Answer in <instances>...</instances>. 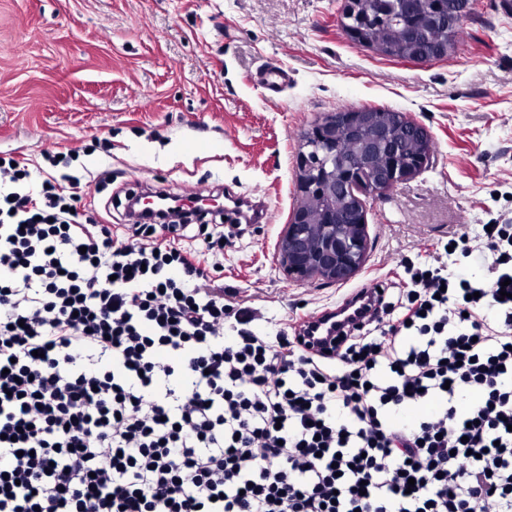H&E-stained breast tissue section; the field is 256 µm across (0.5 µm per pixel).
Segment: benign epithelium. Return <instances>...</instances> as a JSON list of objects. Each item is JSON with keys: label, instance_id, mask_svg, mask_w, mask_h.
<instances>
[{"label": "benign epithelium", "instance_id": "7a95c632", "mask_svg": "<svg viewBox=\"0 0 512 512\" xmlns=\"http://www.w3.org/2000/svg\"><path fill=\"white\" fill-rule=\"evenodd\" d=\"M472 0H394L391 18L412 31L424 50L421 62L455 46L454 32ZM342 25L358 41L386 26L385 17L358 5L344 11ZM433 143L425 128L402 112L376 124L363 109L328 112L304 134L297 155L299 199L276 243L288 281L343 284L366 264L372 248L364 198L383 196L428 165Z\"/></svg>", "mask_w": 512, "mask_h": 512}]
</instances>
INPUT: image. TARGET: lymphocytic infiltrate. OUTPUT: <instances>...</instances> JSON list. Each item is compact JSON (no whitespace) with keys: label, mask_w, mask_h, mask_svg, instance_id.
Listing matches in <instances>:
<instances>
[{"label":"lymphocytic infiltrate","mask_w":512,"mask_h":512,"mask_svg":"<svg viewBox=\"0 0 512 512\" xmlns=\"http://www.w3.org/2000/svg\"><path fill=\"white\" fill-rule=\"evenodd\" d=\"M78 185L0 169V512H512V224L458 233L491 282L434 253L319 350Z\"/></svg>","instance_id":"f902f5d3"}]
</instances>
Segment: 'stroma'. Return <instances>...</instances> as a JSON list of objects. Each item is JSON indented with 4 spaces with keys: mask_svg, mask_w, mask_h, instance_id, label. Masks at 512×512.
I'll list each match as a JSON object with an SVG mask.
<instances>
[{
    "mask_svg": "<svg viewBox=\"0 0 512 512\" xmlns=\"http://www.w3.org/2000/svg\"><path fill=\"white\" fill-rule=\"evenodd\" d=\"M344 0H0V157L43 175L62 153L86 189L83 222L123 231L145 188L262 202L202 250L261 334L402 280L462 226L512 224V0H474L454 50L388 59L347 36ZM277 66L287 81L262 80ZM406 113L429 133L428 167L367 197L373 248L342 285L289 283L275 258L299 193L300 135L340 108Z\"/></svg>",
    "mask_w": 512,
    "mask_h": 512,
    "instance_id": "stroma-1",
    "label": "stroma"
}]
</instances>
